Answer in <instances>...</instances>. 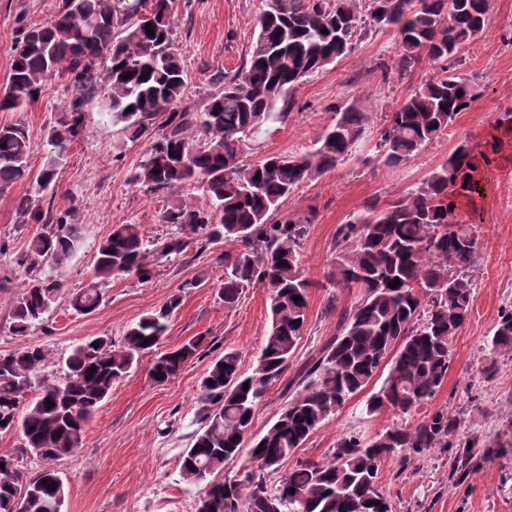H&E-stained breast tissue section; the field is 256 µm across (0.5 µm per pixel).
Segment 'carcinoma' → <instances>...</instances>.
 <instances>
[{"instance_id":"obj_1","label":"carcinoma","mask_w":512,"mask_h":512,"mask_svg":"<svg viewBox=\"0 0 512 512\" xmlns=\"http://www.w3.org/2000/svg\"><path fill=\"white\" fill-rule=\"evenodd\" d=\"M177 4L63 0L50 23L24 28L16 42L0 112L24 110L42 84L57 76L66 77L72 93L47 133L52 151L33 181L36 194L24 196L15 208L17 223L38 224L40 231L17 259L23 280L10 333L27 335L63 296L60 276L46 274L45 267L61 268L81 236L75 201L67 197L56 206L55 176L83 132L85 99L95 98L99 112L122 126L130 141L151 139L130 184L153 192L193 182L202 187L204 201L166 209L162 221L176 232L153 248L137 225H112L99 244L94 279L71 296L70 307L91 314L112 279L146 283L159 260L183 253L193 242L203 247L220 240L229 246L218 284L224 306H236L243 288L254 283L265 288L269 300L270 329L250 374L242 373L240 353L227 350L201 381L205 414L180 465L182 478L201 487L195 512H292L296 503L305 512H391L378 484L382 461L394 454L407 463L433 448L453 447L460 420L448 408L370 440L342 435L328 460L295 461L275 487L266 478L383 370L386 376L366 400L369 414L382 409L406 414L435 395L471 309L469 270L478 259V238L467 229L455 230L465 221L452 200L466 199L470 214L478 217L479 185L494 159L461 144L419 186L384 204L368 202L338 225L328 282L362 289L361 300L340 316L336 334L303 370V388L253 441L248 455L256 467L251 481L239 485L209 477L241 456L257 404L282 376L303 335L311 287L298 252L310 221L275 222L272 216L302 182L352 154L369 114L354 106L337 108L316 148L301 156L245 163L242 154L251 136L289 117L293 95L308 76L351 54L363 30L379 28L398 36L391 62L378 65L383 77L395 73L405 79L423 65L430 70L388 113L376 143L388 165H399L440 138L474 102L476 84L456 73L457 55L488 26L490 0H262L249 59L232 76L214 75L222 90L197 111L178 108L187 74L175 52ZM30 153L24 123L0 125V190L29 176ZM397 279L400 284L390 288ZM181 301L180 293L172 294L130 325L118 344L98 337L76 345L63 359L65 376L58 383L44 376L49 356L40 345L0 355V433L18 434L23 453L47 462L76 453L113 384L142 356L153 355L148 373L156 383L196 356L200 341L194 339L160 351L168 319ZM490 342L512 352V307L499 316ZM34 386L37 397L22 404ZM476 444L455 453L453 482L469 478ZM64 499L55 471L26 480L12 457L0 456V512H62Z\"/></svg>"}]
</instances>
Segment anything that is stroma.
Wrapping results in <instances>:
<instances>
[{
    "instance_id": "35a3bbf8",
    "label": "stroma",
    "mask_w": 512,
    "mask_h": 512,
    "mask_svg": "<svg viewBox=\"0 0 512 512\" xmlns=\"http://www.w3.org/2000/svg\"><path fill=\"white\" fill-rule=\"evenodd\" d=\"M61 6L62 0H0V91L7 85L21 29L50 21ZM260 6V0H180L177 48L187 72L180 108L199 110L207 96L219 90L212 75L234 74L244 63L258 32ZM396 46L392 31L363 33L349 56L304 82L285 122L269 124L245 148L248 161L272 154L299 156L313 149L337 108L353 105L371 119L353 155L302 183L275 215L279 221L310 219L299 263L312 286L303 336L287 370L259 403L253 434H264L276 420L291 396L289 382L334 336L341 312L362 296L361 289L326 283L336 260L337 226L366 202L384 203L418 186L457 145L490 143L499 134L498 117L512 110V0H491L488 27L461 53L459 71L477 85L471 108L454 119L441 139L399 166H387L376 149L379 129L396 101L428 75L427 69L419 68L408 80L384 78L376 64L390 59ZM69 94L66 81L57 78L47 82L24 111L0 112L1 125L20 121L28 127L33 170H40L46 160L48 129ZM84 125L56 181L57 195L68 193L77 199L82 226L80 246L61 272L68 294L92 280L98 246L112 225H138L146 240L157 243L170 231L162 221L167 208L203 199L201 190L191 186L149 192L129 185L128 175L143 160L148 141H128L93 101L86 107ZM504 136L508 145L496 155L477 226L474 301L453 340L444 383L430 400L407 414L385 410L370 415L365 411L367 392L352 396L296 450V458L326 460L344 434L370 438L396 425L415 424L444 406L459 415L462 440L486 441L502 421L512 419V354L492 349L489 342L501 312L512 304V132ZM30 191L27 179L0 191V244L7 246L0 254V354L26 341L39 344L51 356L48 372L61 378L60 362L74 345L98 336L120 340L131 323L176 292L181 293L182 304L170 318L163 349L195 338L201 341L196 357L166 383L152 382L149 364L143 360L113 385L87 426L84 447L53 465L65 488L62 512H195L200 489L182 479L180 459L203 415L199 386L211 364L228 350L240 352L243 371H250L270 326L264 288L252 284L244 288L235 307H225L217 288L226 246L194 243L181 255L156 263L149 282L113 279L94 313L77 314L63 300L29 337L11 335L22 274L16 260L37 230L36 225L17 223L15 204ZM448 473V454L437 448L407 464L392 455L380 467L379 484L392 512H512V491L505 485L512 479V448L478 457L464 484L451 483Z\"/></svg>"
}]
</instances>
